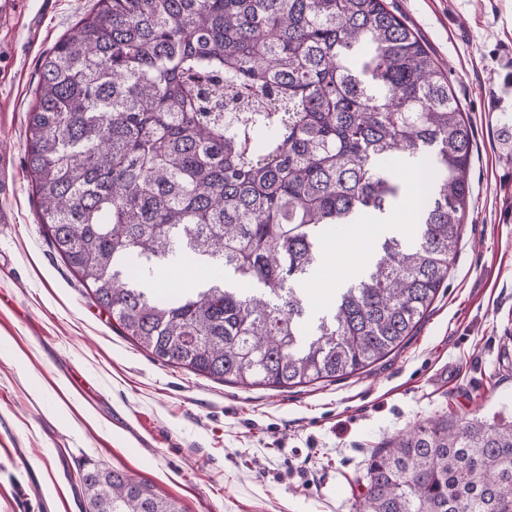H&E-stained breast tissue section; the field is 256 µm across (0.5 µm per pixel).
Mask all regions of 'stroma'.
Wrapping results in <instances>:
<instances>
[{"instance_id": "35a3bbf8", "label": "stroma", "mask_w": 512, "mask_h": 512, "mask_svg": "<svg viewBox=\"0 0 512 512\" xmlns=\"http://www.w3.org/2000/svg\"><path fill=\"white\" fill-rule=\"evenodd\" d=\"M95 0H20L0 20V512H86L88 468L183 512H361L371 453L417 425L512 419V0H386L447 74L472 128L471 195L447 281L414 336L365 372L243 387L138 348L56 254L23 166L43 56ZM420 166L380 232L416 238ZM303 279L311 311L349 233Z\"/></svg>"}]
</instances>
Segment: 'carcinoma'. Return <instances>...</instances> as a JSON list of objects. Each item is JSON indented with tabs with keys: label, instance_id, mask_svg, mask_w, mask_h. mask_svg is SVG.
<instances>
[{
	"label": "carcinoma",
	"instance_id": "obj_1",
	"mask_svg": "<svg viewBox=\"0 0 512 512\" xmlns=\"http://www.w3.org/2000/svg\"><path fill=\"white\" fill-rule=\"evenodd\" d=\"M27 132L41 224L94 302L158 360L242 386L334 380L401 349L471 193V127L384 0H97L43 57ZM423 156L417 242L380 238L304 331L293 285L336 229L388 217L390 163ZM189 253L202 287L131 285ZM366 479L363 512H512V421L421 425ZM81 482L88 512H182L120 470Z\"/></svg>",
	"mask_w": 512,
	"mask_h": 512
}]
</instances>
